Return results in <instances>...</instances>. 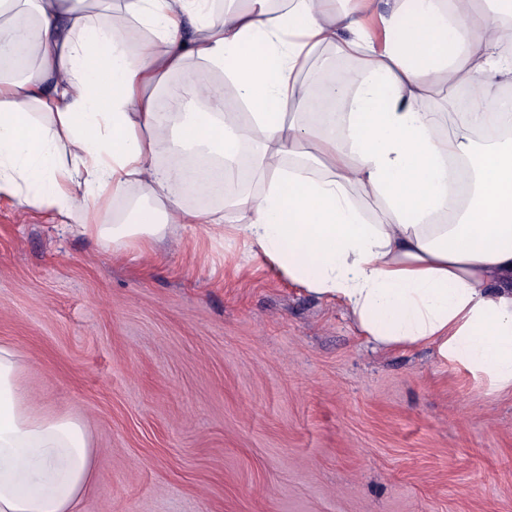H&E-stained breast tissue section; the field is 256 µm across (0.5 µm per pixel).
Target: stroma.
Returning a JSON list of instances; mask_svg holds the SVG:
<instances>
[{"instance_id": "stroma-1", "label": "stroma", "mask_w": 512, "mask_h": 512, "mask_svg": "<svg viewBox=\"0 0 512 512\" xmlns=\"http://www.w3.org/2000/svg\"><path fill=\"white\" fill-rule=\"evenodd\" d=\"M149 267L0 193V345L81 421L78 512H512V393L385 350L242 246Z\"/></svg>"}]
</instances>
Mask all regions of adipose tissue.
I'll use <instances>...</instances> for the list:
<instances>
[{"instance_id": "obj_1", "label": "adipose tissue", "mask_w": 512, "mask_h": 512, "mask_svg": "<svg viewBox=\"0 0 512 512\" xmlns=\"http://www.w3.org/2000/svg\"><path fill=\"white\" fill-rule=\"evenodd\" d=\"M79 0H0V192L62 217L92 215L142 192L122 223L83 224L113 254L153 263L169 225L248 254L305 291L336 301L381 349L427 346L435 356L512 392V130L490 135L489 114L512 120V0H288L272 10L210 0H99L148 36L81 9ZM360 57L338 132L286 120L288 100L315 109L298 75L310 52ZM190 59L224 72L250 111L224 114L207 84L195 112H162L156 93ZM470 87L473 108L427 103L435 87ZM309 140L311 163L287 167ZM250 148L258 195L231 199L246 224L184 208L175 191L189 156L215 160L212 177H241ZM467 162L470 202L454 223L448 165ZM20 361L0 346V512H77L92 479L85 426L37 415Z\"/></svg>"}]
</instances>
